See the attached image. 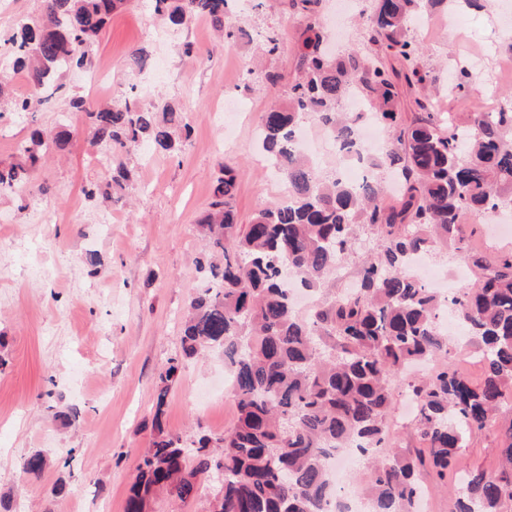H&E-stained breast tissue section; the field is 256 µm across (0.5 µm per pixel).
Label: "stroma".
I'll return each instance as SVG.
<instances>
[{"label": "stroma", "instance_id": "stroma-1", "mask_svg": "<svg viewBox=\"0 0 512 512\" xmlns=\"http://www.w3.org/2000/svg\"><path fill=\"white\" fill-rule=\"evenodd\" d=\"M447 18L432 19L423 31L408 29L422 44L420 59L430 72L429 90L404 88L400 110L412 115L414 100L429 93L441 112L468 116L485 111L489 96L512 99V81L492 82L481 72L479 92L461 96L448 81L450 72L470 64L473 56H495L512 36V0L492 9L474 10L463 0H447ZM286 0H260L259 7L233 6L226 23L236 32L226 44L203 17L188 28L158 39L150 0H128L107 22L91 51L93 64L108 68L111 91L85 86L82 73H65V95L33 114L0 116V162L11 161L15 143L30 127L53 126L68 111V97L83 96L87 109L72 114L74 136L66 150L34 175L29 200L0 194V503L7 512H124L136 456L148 444L157 375L179 355V329L185 309L200 287L202 241L197 218L212 199L220 166L239 172L236 208L240 223L275 202L277 186L267 184L260 169L266 157L256 148L251 123L236 124L234 142L214 149L221 136L215 106L227 94L261 116L270 100L286 95L295 75V48L306 28L301 15L287 11ZM278 28L281 43L272 55H259L253 31ZM189 41L195 54H178ZM146 47L160 69L152 76L131 67L129 58ZM256 67L251 83L237 81L240 69ZM282 77L278 85L262 75ZM144 86L136 98L143 108L171 105L183 109L191 124L189 139L175 152L145 146L129 166L137 178L118 203L84 196V186L107 185L112 178L108 151L92 143L88 111ZM69 112V111H68ZM45 203L56 215L54 243L44 253L26 250L31 201ZM112 224L102 238L97 224ZM55 269L53 277L34 280L27 267ZM228 373L224 354L185 359L167 395L168 429L193 440L197 431L217 435L234 421L231 397L208 403ZM512 424V406L502 407L493 427L472 438L459 452L444 486L430 487L431 512H448V492L466 472L497 466L503 435ZM42 451L48 460L43 478L25 479L22 458ZM67 493H52L56 480Z\"/></svg>", "mask_w": 512, "mask_h": 512}]
</instances>
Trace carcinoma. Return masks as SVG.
<instances>
[{"mask_svg": "<svg viewBox=\"0 0 512 512\" xmlns=\"http://www.w3.org/2000/svg\"><path fill=\"white\" fill-rule=\"evenodd\" d=\"M126 0H41V14L23 20L3 39L13 70L29 91L17 95L0 80L8 112L38 111L46 93L62 88L60 77L90 62V47L107 19ZM323 0H289L311 19L296 48V72L286 97L261 114L259 148L288 180L290 202H274L251 222L239 224L236 175L224 166L214 199L198 220L205 249L198 258L204 282L191 299L180 329L181 356L158 374L150 446L136 458L125 512H145L166 495L181 502L200 498L202 485L221 470L224 482L206 500L204 512H322L329 493L326 462L336 449L355 443L367 470L373 512H416L430 484L454 469L458 451L489 427L512 399V253L495 260L469 250L461 221L488 209H512V110L494 121L475 112L457 124L432 99H415L417 112H400L401 89L433 82L418 66L422 47L406 37L423 4L440 0H371L363 11L372 52L350 49L332 58L315 18ZM229 0H152L153 13L178 31L197 17L224 30ZM454 89L472 93L477 77L456 71ZM387 129L389 148L369 160L372 177L357 185L317 172L293 147L296 128L311 118L328 128L343 161L361 158V114L340 110L350 94ZM72 112L91 119L93 138L105 145L115 168L112 184L133 177L126 159L141 143L175 150L190 133L186 115L170 105L162 112L130 99L89 110L73 96ZM72 138L66 119L35 128L15 144L16 160L0 163V193L30 186V174ZM401 181L396 203L380 204V172ZM373 247L355 294L316 304L300 318L285 275L317 291L361 236ZM451 247L479 271L474 284L438 298L408 274L410 262ZM448 305L483 359V378L444 363L407 383L417 403L415 454L391 450L387 418L392 382L413 362L448 357V337L435 318ZM224 349L232 377L235 420L221 435L202 434L184 445L166 427L168 391L182 359ZM45 456H26L20 473L42 478ZM451 512H512V426L505 434L496 470L471 472L451 502Z\"/></svg>", "mask_w": 512, "mask_h": 512, "instance_id": "1", "label": "carcinoma"}]
</instances>
